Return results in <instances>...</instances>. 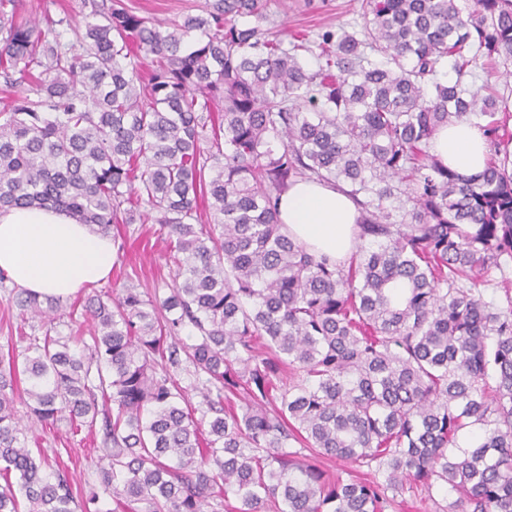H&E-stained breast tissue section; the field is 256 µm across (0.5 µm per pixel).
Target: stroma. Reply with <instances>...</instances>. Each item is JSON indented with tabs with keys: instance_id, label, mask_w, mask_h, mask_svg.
Segmentation results:
<instances>
[{
	"instance_id": "obj_1",
	"label": "stroma",
	"mask_w": 512,
	"mask_h": 512,
	"mask_svg": "<svg viewBox=\"0 0 512 512\" xmlns=\"http://www.w3.org/2000/svg\"><path fill=\"white\" fill-rule=\"evenodd\" d=\"M94 0H19L24 16L40 18L44 15L67 17L71 23L67 41H75L83 33V20L92 10ZM126 7L137 14L162 22L182 20L209 9L214 0H123ZM264 26L288 39L291 32L306 29L312 32L345 26L357 31L363 25L358 0H264ZM112 240L119 247V261L110 277L100 283V290L134 287L141 291L166 296L173 284L176 267L169 258L166 234L153 222L120 226L112 232ZM66 336L70 333L68 316L44 324L33 319L21 322L11 288L0 286V349L15 346L24 350L20 335L41 336L45 333ZM17 416L25 421L24 443L30 448L43 449L51 457H59L68 468L75 488L85 489L95 485L97 475L88 468L85 457L98 447V439L86 430H72L68 421L60 420L44 426L28 420L29 411L24 404H17Z\"/></svg>"
}]
</instances>
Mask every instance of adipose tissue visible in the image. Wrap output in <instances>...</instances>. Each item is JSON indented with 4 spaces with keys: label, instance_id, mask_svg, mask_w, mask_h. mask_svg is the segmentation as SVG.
Wrapping results in <instances>:
<instances>
[{
    "label": "adipose tissue",
    "instance_id": "1",
    "mask_svg": "<svg viewBox=\"0 0 512 512\" xmlns=\"http://www.w3.org/2000/svg\"><path fill=\"white\" fill-rule=\"evenodd\" d=\"M433 151L466 175L481 172L489 153L483 131L469 121L441 129ZM279 218L310 250L341 259L356 244L359 213L347 194L324 182L300 180L280 197ZM117 259L111 237L50 208L0 212V273L40 296L67 298L105 280Z\"/></svg>",
    "mask_w": 512,
    "mask_h": 512
}]
</instances>
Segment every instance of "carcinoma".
Masks as SVG:
<instances>
[{"label": "carcinoma", "instance_id": "obj_1", "mask_svg": "<svg viewBox=\"0 0 512 512\" xmlns=\"http://www.w3.org/2000/svg\"><path fill=\"white\" fill-rule=\"evenodd\" d=\"M362 9L359 31L285 42L260 0L173 23L111 0L76 45L67 18L0 0V211L50 207L108 235L144 204L177 269L163 298L88 294L89 343L21 336L23 363L0 353V512H102L21 443L18 399L100 436L112 512H386L420 490L437 512H512V293L484 289L512 268V111L492 83L512 67V0ZM462 120L489 142L476 175L432 153ZM300 179L356 203L348 259L281 223ZM14 299L22 321L62 311ZM184 364L199 419L172 377Z\"/></svg>", "mask_w": 512, "mask_h": 512}]
</instances>
